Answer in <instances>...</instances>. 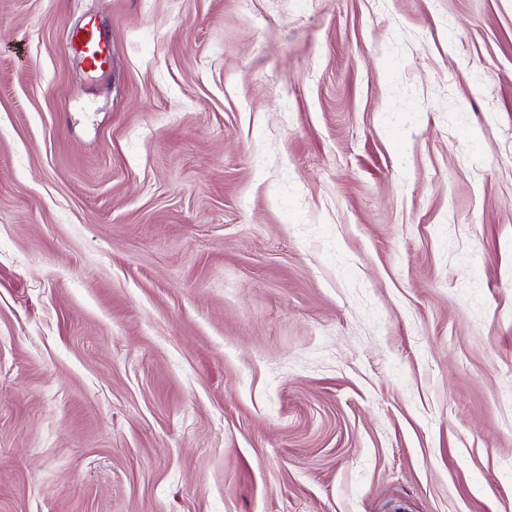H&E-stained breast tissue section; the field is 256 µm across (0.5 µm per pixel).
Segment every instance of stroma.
<instances>
[{
  "mask_svg": "<svg viewBox=\"0 0 512 512\" xmlns=\"http://www.w3.org/2000/svg\"><path fill=\"white\" fill-rule=\"evenodd\" d=\"M0 512H512V0H0ZM69 52L80 56L90 72L103 71L109 64L110 49L101 31L87 24L71 31L67 38Z\"/></svg>",
  "mask_w": 512,
  "mask_h": 512,
  "instance_id": "stroma-1",
  "label": "stroma"
}]
</instances>
